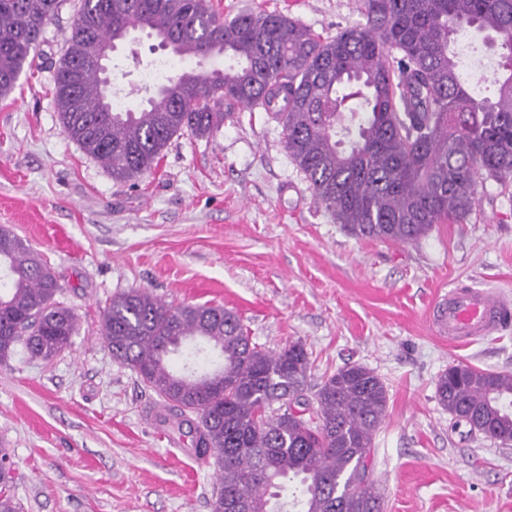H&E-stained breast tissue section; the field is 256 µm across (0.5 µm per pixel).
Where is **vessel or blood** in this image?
I'll return each instance as SVG.
<instances>
[{
	"instance_id": "b4317fda",
	"label": "vessel or blood",
	"mask_w": 512,
	"mask_h": 512,
	"mask_svg": "<svg viewBox=\"0 0 512 512\" xmlns=\"http://www.w3.org/2000/svg\"><path fill=\"white\" fill-rule=\"evenodd\" d=\"M511 317L512 297L504 291L454 285L438 304L433 324L449 341L467 344L496 332Z\"/></svg>"
}]
</instances>
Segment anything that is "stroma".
I'll list each match as a JSON object with an SVG mask.
<instances>
[{
  "instance_id": "1",
  "label": "stroma",
  "mask_w": 512,
  "mask_h": 512,
  "mask_svg": "<svg viewBox=\"0 0 512 512\" xmlns=\"http://www.w3.org/2000/svg\"><path fill=\"white\" fill-rule=\"evenodd\" d=\"M221 19L280 12L331 36L363 23L361 0H210ZM80 0H63L32 66L0 97V226L40 252L79 318L49 361L0 362V448L22 512H211L219 468L184 454L162 401L99 338L113 295L144 288L171 305L221 306L269 351L301 342L312 382L348 363L387 387L372 478L384 512H512V443L453 427L436 398L448 366L512 373V324L469 345L431 324L455 283L512 295V180H487L471 214L412 245L359 239L312 201L282 128L239 108L220 132L174 136L158 165L112 179L63 132L55 67ZM195 60L141 31L112 53L119 109L143 105L142 70Z\"/></svg>"
}]
</instances>
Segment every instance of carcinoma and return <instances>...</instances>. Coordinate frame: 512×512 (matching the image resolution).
Listing matches in <instances>:
<instances>
[{"mask_svg": "<svg viewBox=\"0 0 512 512\" xmlns=\"http://www.w3.org/2000/svg\"><path fill=\"white\" fill-rule=\"evenodd\" d=\"M63 0H0V95L15 86ZM365 23L324 37L277 13L226 22L206 0H81L54 75L63 132L120 182L157 166L187 130L219 132L239 107H270L288 157L315 204L357 238L412 244L473 210L486 180L512 178V0H364ZM464 26L496 34L505 52L494 96L461 77ZM140 28L198 69L168 77L137 111L103 107L88 37ZM234 64L210 69L216 56ZM0 361L51 359L71 346L76 313L42 255L0 227ZM99 335L164 402L163 421L218 456L212 512H384L370 479L387 389L346 364L309 382L300 342L253 343L222 306L168 305L143 288L112 297ZM205 341L222 365L179 372L170 356ZM441 406L475 436L512 442V373L458 363L438 378ZM0 512H21L9 449L0 448Z\"/></svg>", "mask_w": 512, "mask_h": 512, "instance_id": "cac0c4a2", "label": "carcinoma"}]
</instances>
